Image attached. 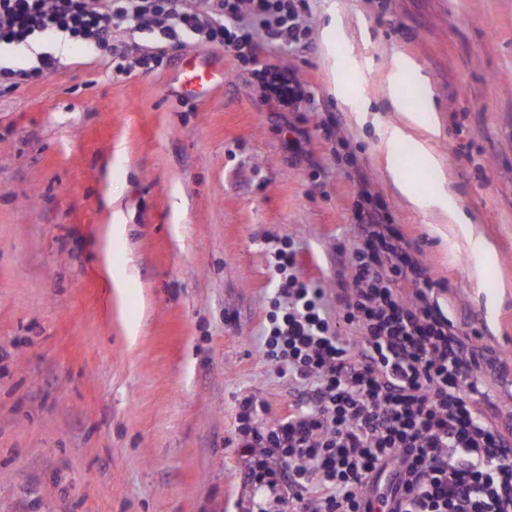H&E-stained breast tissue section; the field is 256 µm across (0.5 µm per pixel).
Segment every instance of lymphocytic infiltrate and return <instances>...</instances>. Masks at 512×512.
Listing matches in <instances>:
<instances>
[{"label": "lymphocytic infiltrate", "instance_id": "f902f5d3", "mask_svg": "<svg viewBox=\"0 0 512 512\" xmlns=\"http://www.w3.org/2000/svg\"><path fill=\"white\" fill-rule=\"evenodd\" d=\"M0 0V47L61 32L101 54L119 74L147 72L160 52L197 34L241 58L267 41L299 40L306 0ZM151 20L156 51L135 60L112 49L115 27ZM362 242L351 281L326 291L297 271L296 254L271 253L280 277L263 329V355L299 390L286 415L244 398L236 416L252 460L244 480L265 494L287 492L289 512H512V412L489 402L495 362L443 310L448 289L434 281L384 206L359 211ZM359 333L342 336L337 321Z\"/></svg>", "mask_w": 512, "mask_h": 512}]
</instances>
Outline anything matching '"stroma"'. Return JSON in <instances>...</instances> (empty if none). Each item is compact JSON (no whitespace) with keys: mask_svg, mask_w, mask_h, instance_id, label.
I'll use <instances>...</instances> for the list:
<instances>
[{"mask_svg":"<svg viewBox=\"0 0 512 512\" xmlns=\"http://www.w3.org/2000/svg\"><path fill=\"white\" fill-rule=\"evenodd\" d=\"M300 25L255 63L189 36L131 75L71 47L0 93V512H248L238 402L272 421L296 394L258 340L270 249L291 243L335 302L364 185L512 408V0H308ZM192 55L224 65L203 97L180 86ZM288 70L309 98L295 112L262 96ZM423 77L439 167L399 153L444 210L400 194L379 136L402 122L390 86Z\"/></svg>","mask_w":512,"mask_h":512,"instance_id":"obj_1","label":"stroma"}]
</instances>
